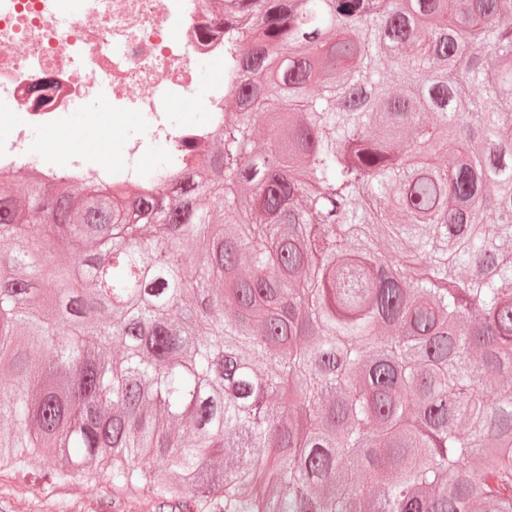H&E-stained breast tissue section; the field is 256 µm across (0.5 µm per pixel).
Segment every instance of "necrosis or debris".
<instances>
[{
	"label": "necrosis or debris",
	"mask_w": 512,
	"mask_h": 512,
	"mask_svg": "<svg viewBox=\"0 0 512 512\" xmlns=\"http://www.w3.org/2000/svg\"><path fill=\"white\" fill-rule=\"evenodd\" d=\"M0 0V122L24 113L0 140V178L37 172L46 186L67 183H143L159 175L151 161L154 143L168 145L175 164L224 124L227 78L199 88L194 65L223 61L224 34L212 0ZM138 113L141 134L128 140L123 156L90 164L88 145L99 130L98 105ZM203 106L206 123L175 125L176 107ZM83 121L75 140L55 153L35 149L30 132Z\"/></svg>",
	"instance_id": "1"
}]
</instances>
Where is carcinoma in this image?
<instances>
[{"instance_id": "obj_1", "label": "carcinoma", "mask_w": 512, "mask_h": 512, "mask_svg": "<svg viewBox=\"0 0 512 512\" xmlns=\"http://www.w3.org/2000/svg\"><path fill=\"white\" fill-rule=\"evenodd\" d=\"M223 2L219 147L0 196V467L512 512V0Z\"/></svg>"}]
</instances>
